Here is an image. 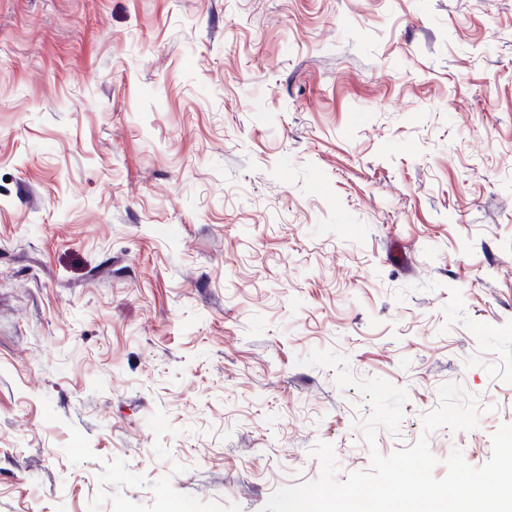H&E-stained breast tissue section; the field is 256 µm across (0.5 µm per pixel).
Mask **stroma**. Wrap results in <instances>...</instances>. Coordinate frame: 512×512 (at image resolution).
<instances>
[{
    "label": "stroma",
    "mask_w": 512,
    "mask_h": 512,
    "mask_svg": "<svg viewBox=\"0 0 512 512\" xmlns=\"http://www.w3.org/2000/svg\"><path fill=\"white\" fill-rule=\"evenodd\" d=\"M512 424V0H0V512H263ZM485 408L423 431L439 389Z\"/></svg>",
    "instance_id": "obj_1"
}]
</instances>
